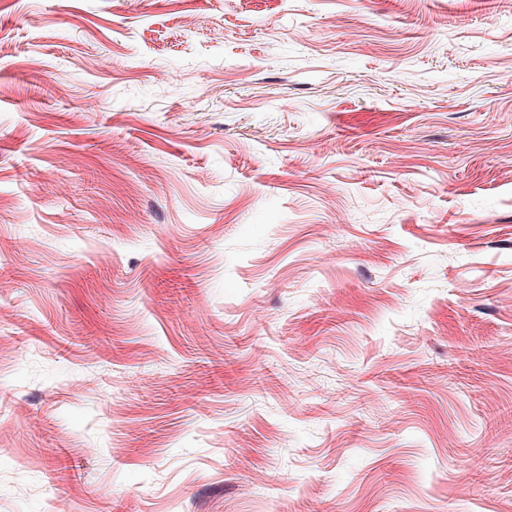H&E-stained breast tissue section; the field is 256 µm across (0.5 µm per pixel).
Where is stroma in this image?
Instances as JSON below:
<instances>
[{
  "label": "stroma",
  "instance_id": "stroma-1",
  "mask_svg": "<svg viewBox=\"0 0 512 512\" xmlns=\"http://www.w3.org/2000/svg\"><path fill=\"white\" fill-rule=\"evenodd\" d=\"M58 496L512 512V0H0V512Z\"/></svg>",
  "mask_w": 512,
  "mask_h": 512
}]
</instances>
